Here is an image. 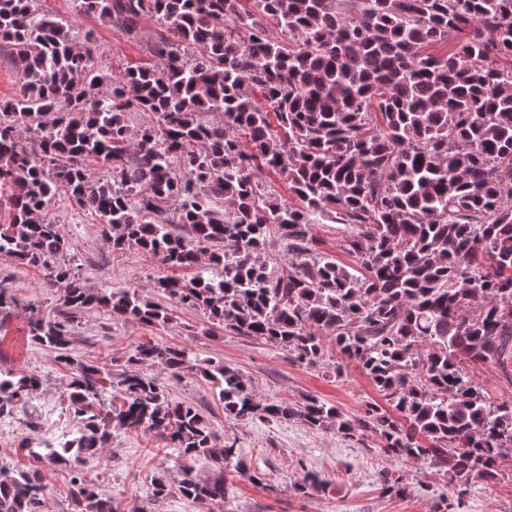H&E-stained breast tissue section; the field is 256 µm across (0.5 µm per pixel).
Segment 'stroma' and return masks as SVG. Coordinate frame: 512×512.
Returning <instances> with one entry per match:
<instances>
[{
	"label": "stroma",
	"instance_id": "1",
	"mask_svg": "<svg viewBox=\"0 0 512 512\" xmlns=\"http://www.w3.org/2000/svg\"><path fill=\"white\" fill-rule=\"evenodd\" d=\"M39 12L73 25L78 34H90L97 62L122 76L128 66L150 63L147 52L160 27L143 21L137 37L127 38L112 25L80 14L75 0H38ZM50 215L70 245L79 270L94 288H128L157 297L155 282L161 277L189 278L186 269L170 268L137 249L113 251L96 216L67 194H57ZM0 284L8 287L19 305L0 327V368L33 372L41 388L13 416L0 419V465L39 470L50 491V512H72L69 485L62 469L48 459H36L21 449V438L31 443L76 431L78 423L67 414L66 372L52 353L31 343L27 336L26 307L45 311L58 307L55 289L45 287L41 271L0 255ZM170 322L149 327L138 321H112L100 310L81 316L72 337L77 358L112 370L126 371L132 347L141 341L185 347L199 361L221 360L238 368L267 403L295 404L310 396L336 405L346 417L360 414L365 402H380L372 381L357 367L344 380L294 361L275 346L224 332L210 326L203 313L169 304ZM167 395L200 408L222 441L235 443L240 455L260 471L263 483H253L236 473H226L223 512H512V455L498 462L506 479L493 486L475 482L467 495L458 496L442 475L408 459H394L378 450L374 438H341L331 431L313 430L298 422L256 419L239 422L224 413L211 383L199 372L182 379L160 374ZM182 459L176 449L145 433L121 428L112 431V446L93 458L87 477L103 492L121 502L123 512H144L147 489L154 478L176 482ZM318 473L323 488L301 495L294 484L304 471ZM404 476L412 491L399 496L383 491L382 472Z\"/></svg>",
	"mask_w": 512,
	"mask_h": 512
}]
</instances>
